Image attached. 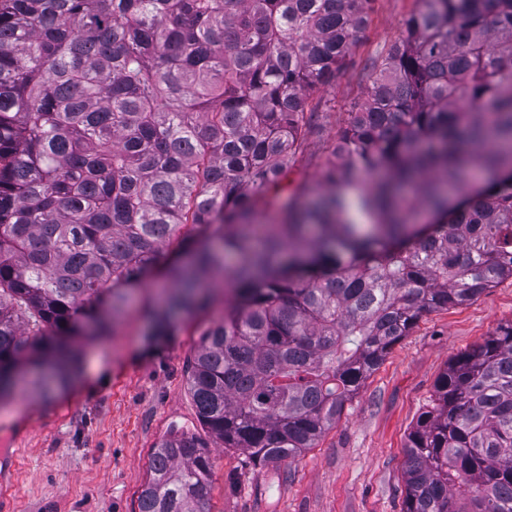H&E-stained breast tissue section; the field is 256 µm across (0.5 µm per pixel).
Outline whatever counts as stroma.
<instances>
[{"label": "stroma", "mask_w": 512, "mask_h": 512, "mask_svg": "<svg viewBox=\"0 0 512 512\" xmlns=\"http://www.w3.org/2000/svg\"><path fill=\"white\" fill-rule=\"evenodd\" d=\"M422 0H377L345 68L309 105L331 144L372 84L370 62L386 55ZM170 283L163 270L131 296L111 336L84 328L70 386L42 398L34 375L0 403V452H19L16 512H138L151 453L173 433H202L185 366L210 315L181 319L175 335L150 334L149 313ZM512 320V278L470 304L424 314L345 405L341 420L294 461L261 465L212 446L207 512H402L408 435L431 406L454 357Z\"/></svg>", "instance_id": "obj_1"}]
</instances>
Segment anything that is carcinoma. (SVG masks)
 <instances>
[{
  "label": "carcinoma",
  "mask_w": 512,
  "mask_h": 512,
  "mask_svg": "<svg viewBox=\"0 0 512 512\" xmlns=\"http://www.w3.org/2000/svg\"><path fill=\"white\" fill-rule=\"evenodd\" d=\"M376 0H0V395L97 333L183 227L173 312L232 300L186 385L211 440L151 454L139 512H206L210 442L294 460L427 312L512 277V0H424L349 113L316 202L308 99ZM402 512H512V322L456 356L408 436Z\"/></svg>",
  "instance_id": "cac0c4a2"
}]
</instances>
